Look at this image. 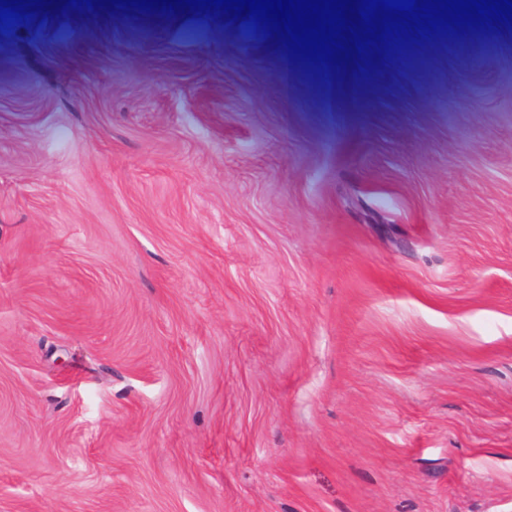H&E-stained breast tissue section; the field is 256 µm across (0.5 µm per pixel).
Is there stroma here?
I'll return each mask as SVG.
<instances>
[{
  "mask_svg": "<svg viewBox=\"0 0 512 512\" xmlns=\"http://www.w3.org/2000/svg\"><path fill=\"white\" fill-rule=\"evenodd\" d=\"M0 38V512H512V31Z\"/></svg>",
  "mask_w": 512,
  "mask_h": 512,
  "instance_id": "obj_1",
  "label": "stroma"
}]
</instances>
